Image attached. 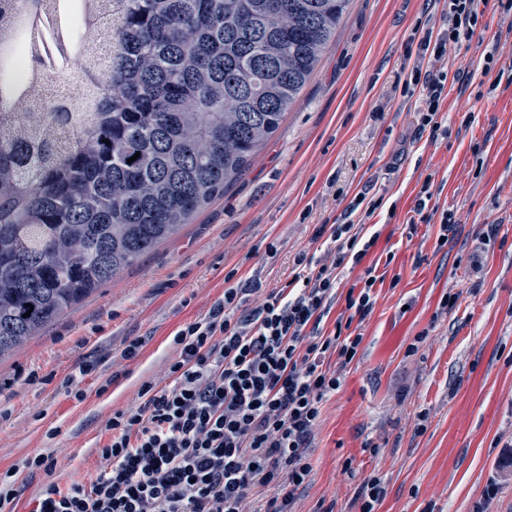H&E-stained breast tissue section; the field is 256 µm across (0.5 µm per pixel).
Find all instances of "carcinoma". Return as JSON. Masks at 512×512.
Returning <instances> with one entry per match:
<instances>
[{
  "label": "carcinoma",
  "mask_w": 512,
  "mask_h": 512,
  "mask_svg": "<svg viewBox=\"0 0 512 512\" xmlns=\"http://www.w3.org/2000/svg\"><path fill=\"white\" fill-rule=\"evenodd\" d=\"M351 2L110 0L109 77L90 88V111L41 101L0 129V357L246 172ZM55 10L0 0V22L42 27Z\"/></svg>",
  "instance_id": "cac0c4a2"
}]
</instances>
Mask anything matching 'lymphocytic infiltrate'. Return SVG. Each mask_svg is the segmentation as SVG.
I'll return each instance as SVG.
<instances>
[{
    "label": "lymphocytic infiltrate",
    "instance_id": "f902f5d3",
    "mask_svg": "<svg viewBox=\"0 0 512 512\" xmlns=\"http://www.w3.org/2000/svg\"><path fill=\"white\" fill-rule=\"evenodd\" d=\"M484 2L448 0L439 27L418 29V57L438 59L449 44L471 41ZM465 80L461 71L412 67L406 87L418 96L419 131L440 130L448 84ZM328 232L332 262L296 256L295 296L273 290L247 309V288L229 287L207 316L176 332L169 383L143 384L136 408L113 412L89 483L60 484L56 457L26 458L23 470L49 477L31 512H292L312 471L322 404L363 341L343 322L328 333L321 323L338 268L360 263L375 241L358 224Z\"/></svg>",
    "mask_w": 512,
    "mask_h": 512
}]
</instances>
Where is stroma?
Here are the masks:
<instances>
[{"instance_id":"obj_1","label":"stroma","mask_w":512,"mask_h":512,"mask_svg":"<svg viewBox=\"0 0 512 512\" xmlns=\"http://www.w3.org/2000/svg\"><path fill=\"white\" fill-rule=\"evenodd\" d=\"M445 6L353 0L245 174L0 358V473L54 453L65 460L61 481L83 480L112 412L135 406L144 383L167 384L183 325L223 300L226 284L289 285L298 253L328 256L316 229L349 218L378 239L361 263L339 269L324 328L346 316V294L369 268L374 305L355 326L359 355L324 405L294 512H355L359 482L373 474L386 490L377 512H472L494 476L502 489L488 512H512V11L489 0L482 39L449 49V69L468 70L470 83L449 85L433 137L419 132L416 100L403 87L417 60L414 30ZM425 184L432 207L460 226L447 244L437 223L411 222ZM365 188L383 204L364 220L348 208ZM488 224L497 227L491 239L482 235ZM450 293L455 305L441 309ZM135 340L138 355L125 360Z\"/></svg>"}]
</instances>
